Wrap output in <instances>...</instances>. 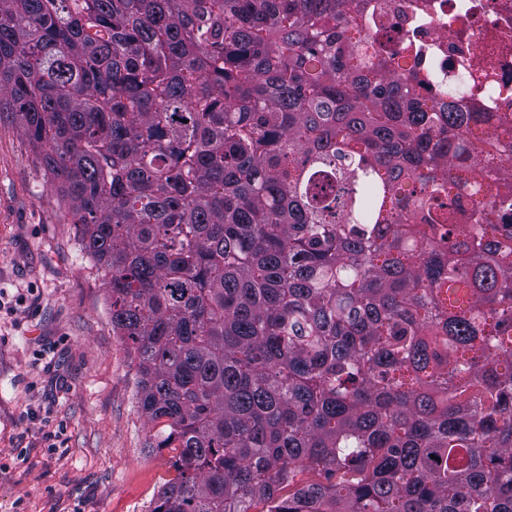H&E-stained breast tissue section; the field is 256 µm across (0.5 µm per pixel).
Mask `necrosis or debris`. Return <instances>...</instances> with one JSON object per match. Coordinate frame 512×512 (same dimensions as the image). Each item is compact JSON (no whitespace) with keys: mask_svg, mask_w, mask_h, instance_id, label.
<instances>
[{"mask_svg":"<svg viewBox=\"0 0 512 512\" xmlns=\"http://www.w3.org/2000/svg\"><path fill=\"white\" fill-rule=\"evenodd\" d=\"M386 19L390 33L414 41L423 65L433 76L435 90L457 103H478L483 111L512 118V0H395ZM452 14L464 16L465 27L449 23ZM482 62L492 75L473 85L467 60Z\"/></svg>","mask_w":512,"mask_h":512,"instance_id":"obj_1","label":"necrosis or debris"}]
</instances>
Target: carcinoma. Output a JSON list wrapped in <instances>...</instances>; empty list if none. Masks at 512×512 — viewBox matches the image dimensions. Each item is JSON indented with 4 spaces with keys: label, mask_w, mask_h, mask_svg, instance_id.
<instances>
[{
    "label": "carcinoma",
    "mask_w": 512,
    "mask_h": 512,
    "mask_svg": "<svg viewBox=\"0 0 512 512\" xmlns=\"http://www.w3.org/2000/svg\"><path fill=\"white\" fill-rule=\"evenodd\" d=\"M369 3L0 0L176 451L151 512H512V128Z\"/></svg>",
    "instance_id": "carcinoma-1"
}]
</instances>
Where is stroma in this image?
<instances>
[{
	"label": "stroma",
	"instance_id": "stroma-1",
	"mask_svg": "<svg viewBox=\"0 0 512 512\" xmlns=\"http://www.w3.org/2000/svg\"><path fill=\"white\" fill-rule=\"evenodd\" d=\"M109 308L66 202L0 112V512H151L173 477Z\"/></svg>",
	"mask_w": 512,
	"mask_h": 512
}]
</instances>
